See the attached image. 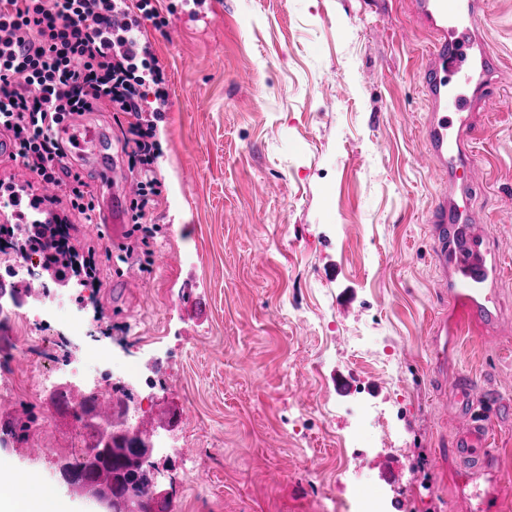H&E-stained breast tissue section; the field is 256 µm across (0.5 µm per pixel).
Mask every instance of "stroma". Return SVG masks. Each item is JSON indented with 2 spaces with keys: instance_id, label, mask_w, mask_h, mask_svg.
<instances>
[{
  "instance_id": "1",
  "label": "stroma",
  "mask_w": 512,
  "mask_h": 512,
  "mask_svg": "<svg viewBox=\"0 0 512 512\" xmlns=\"http://www.w3.org/2000/svg\"><path fill=\"white\" fill-rule=\"evenodd\" d=\"M143 21L165 78L152 169L162 185L149 213L151 255L103 275L99 292L63 287L86 346L150 366L136 424L174 512H315L322 491L345 486L403 503V512H462L455 440L439 426L442 375L468 376L497 406L489 444L491 512H512V89L477 141L487 165L477 197L503 262L499 334L474 330L431 343L441 317L427 222L439 176L418 167L427 104L419 76L428 37L400 40L404 0H154ZM488 41L512 76V0H490ZM90 117L111 136L116 187L130 182L128 119ZM169 255L166 264L157 253ZM192 261H185V254ZM206 317L188 314L192 296ZM13 352L0 389L38 420L27 440L0 434V458L72 512H100L68 488L77 457L73 416L58 415L41 382L32 336L63 327L15 309ZM352 375L383 425L354 432ZM400 472L383 479L385 464Z\"/></svg>"
}]
</instances>
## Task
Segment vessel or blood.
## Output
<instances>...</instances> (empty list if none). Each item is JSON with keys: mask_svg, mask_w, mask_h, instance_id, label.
<instances>
[{"mask_svg": "<svg viewBox=\"0 0 512 512\" xmlns=\"http://www.w3.org/2000/svg\"><path fill=\"white\" fill-rule=\"evenodd\" d=\"M417 28L428 34L431 48L420 74L428 105L425 148L419 166H435L447 177L448 188L434 200L429 222L433 254L443 272L437 286L451 308V322H439L433 336L500 321L496 291L500 259L478 220L476 194L482 165L471 151L484 131L486 118L502 104L504 70L496 49L483 37L490 17L488 0H408ZM64 148L76 163H89L98 173L97 222L112 240H120L129 224L124 194L112 188L114 168L104 146L106 134L89 121L64 119ZM458 406L446 425L456 452L468 463V480L494 482L485 459L489 424L474 419L471 385L459 377L449 384Z\"/></svg>", "mask_w": 512, "mask_h": 512, "instance_id": "vessel-or-blood-1", "label": "vessel or blood"}]
</instances>
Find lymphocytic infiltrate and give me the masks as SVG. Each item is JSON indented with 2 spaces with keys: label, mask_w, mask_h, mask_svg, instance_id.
<instances>
[{
  "label": "lymphocytic infiltrate",
  "mask_w": 512,
  "mask_h": 512,
  "mask_svg": "<svg viewBox=\"0 0 512 512\" xmlns=\"http://www.w3.org/2000/svg\"><path fill=\"white\" fill-rule=\"evenodd\" d=\"M155 16L152 0H0V126L14 143L13 161L60 189L38 196L14 179L0 180V206L19 213L0 225V239L23 238L54 265L80 259L85 288L99 287L112 251L74 242L78 224L94 221V188L73 172L56 126L64 116L103 107L129 117L128 163L139 181L124 250L148 247L146 216L161 186L151 168L154 124L143 100L151 93L162 106L167 97L140 25Z\"/></svg>",
  "instance_id": "lymphocytic-infiltrate-1"
}]
</instances>
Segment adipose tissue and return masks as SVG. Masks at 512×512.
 Returning <instances> with one entry per match:
<instances>
[{"label": "adipose tissue", "instance_id": "ef3b65f1", "mask_svg": "<svg viewBox=\"0 0 512 512\" xmlns=\"http://www.w3.org/2000/svg\"><path fill=\"white\" fill-rule=\"evenodd\" d=\"M0 512H72L70 502L0 462Z\"/></svg>", "mask_w": 512, "mask_h": 512}]
</instances>
